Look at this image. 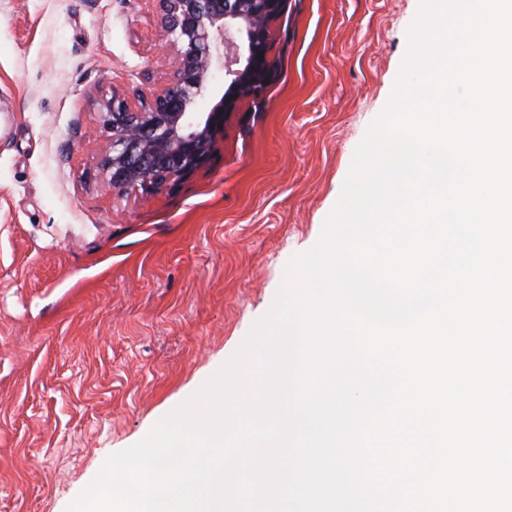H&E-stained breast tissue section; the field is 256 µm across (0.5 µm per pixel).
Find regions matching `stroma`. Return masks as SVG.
<instances>
[{
  "instance_id": "35a3bbf8",
  "label": "stroma",
  "mask_w": 512,
  "mask_h": 512,
  "mask_svg": "<svg viewBox=\"0 0 512 512\" xmlns=\"http://www.w3.org/2000/svg\"><path fill=\"white\" fill-rule=\"evenodd\" d=\"M420 0H285L211 160L110 187L99 114L168 61L155 0H0V512H67L236 351L320 238Z\"/></svg>"
}]
</instances>
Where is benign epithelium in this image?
<instances>
[{
  "label": "benign epithelium",
  "mask_w": 512,
  "mask_h": 512,
  "mask_svg": "<svg viewBox=\"0 0 512 512\" xmlns=\"http://www.w3.org/2000/svg\"><path fill=\"white\" fill-rule=\"evenodd\" d=\"M162 47L173 54L166 82L132 108L117 93L100 113L112 131L101 169L114 188L174 186L208 164L224 117L274 80L269 23L285 0H157ZM263 58H258V55ZM222 73L224 93L211 78ZM209 99L201 112L198 103Z\"/></svg>",
  "instance_id": "benign-epithelium-1"
}]
</instances>
